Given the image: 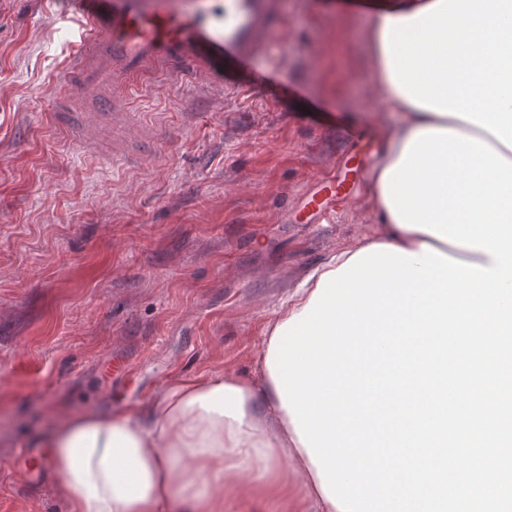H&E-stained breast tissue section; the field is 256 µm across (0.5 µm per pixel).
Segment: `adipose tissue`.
Masks as SVG:
<instances>
[{"instance_id": "1", "label": "adipose tissue", "mask_w": 512, "mask_h": 512, "mask_svg": "<svg viewBox=\"0 0 512 512\" xmlns=\"http://www.w3.org/2000/svg\"><path fill=\"white\" fill-rule=\"evenodd\" d=\"M374 83L398 124L383 137L367 179L377 230L341 248L289 291L264 330L263 346L304 311L323 274L374 245L410 253L431 247L492 266L480 249L402 227L385 201L383 176L425 130L487 142L512 161V0H375L368 32ZM255 380L224 371L169 385L152 401L118 412L65 417L42 460L60 477L69 512H224L234 482L257 470L252 500L289 512H340L322 488L267 363ZM291 471H284L283 458Z\"/></svg>"}]
</instances>
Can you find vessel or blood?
Instances as JSON below:
<instances>
[{
	"mask_svg": "<svg viewBox=\"0 0 512 512\" xmlns=\"http://www.w3.org/2000/svg\"><path fill=\"white\" fill-rule=\"evenodd\" d=\"M206 0H91L85 14L83 48L64 75V89L79 113L67 126L79 142L97 145L111 130L113 164L142 150L160 148L155 133L128 111L127 92L138 81L157 75L187 74L198 82L215 70L238 68L267 56L279 38L276 0H222L220 15ZM365 167L358 155L344 162L340 174L321 178L304 207L319 221L333 214V201L347 196Z\"/></svg>",
	"mask_w": 512,
	"mask_h": 512,
	"instance_id": "vessel-or-blood-1",
	"label": "vessel or blood"
}]
</instances>
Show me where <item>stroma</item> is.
I'll list each match as a JSON object with an SVG mask.
<instances>
[{
    "label": "stroma",
    "mask_w": 512,
    "mask_h": 512,
    "mask_svg": "<svg viewBox=\"0 0 512 512\" xmlns=\"http://www.w3.org/2000/svg\"><path fill=\"white\" fill-rule=\"evenodd\" d=\"M87 8L0 0V512H67L57 475L29 483L16 463L61 413L119 411L220 369L256 378L279 298L375 230L361 182L333 222L292 221L356 137L374 152L384 134L359 0H276L265 60L207 87L135 84L129 109L163 150L126 167L52 115ZM116 357L121 387L102 374Z\"/></svg>",
    "instance_id": "obj_1"
}]
</instances>
